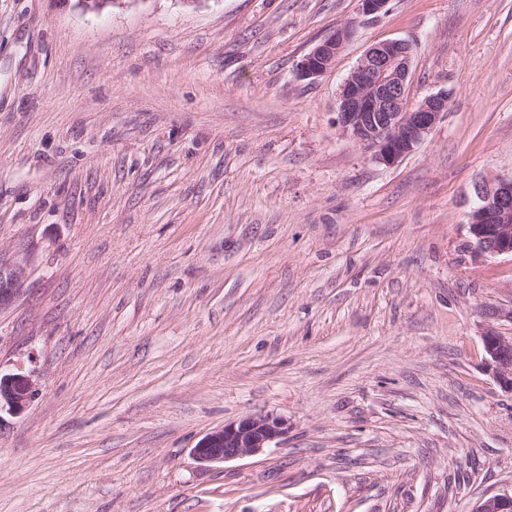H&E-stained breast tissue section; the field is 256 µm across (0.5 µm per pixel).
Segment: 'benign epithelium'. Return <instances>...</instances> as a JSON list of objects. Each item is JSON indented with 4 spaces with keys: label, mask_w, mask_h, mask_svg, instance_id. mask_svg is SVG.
<instances>
[{
    "label": "benign epithelium",
    "mask_w": 512,
    "mask_h": 512,
    "mask_svg": "<svg viewBox=\"0 0 512 512\" xmlns=\"http://www.w3.org/2000/svg\"><path fill=\"white\" fill-rule=\"evenodd\" d=\"M363 16L377 17L389 0H360ZM353 35L346 23L316 44L298 64L303 79L315 80L328 72ZM411 46L403 40L372 45L358 60L340 87L336 124L342 134L373 151V158L392 165L411 154L430 135L448 111L449 96L437 92L411 103ZM476 202L469 213L467 244L474 263L487 257H512V174H493L475 187ZM26 278L20 262L0 263V308L19 294ZM488 366L499 384L512 391V335L489 328L483 336ZM37 392L31 374H0V413H21ZM288 429L287 420L257 414L207 433L191 449L201 463H224L261 454ZM476 512H512V493L485 499Z\"/></svg>",
    "instance_id": "1"
}]
</instances>
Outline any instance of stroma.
Here are the masks:
<instances>
[{"label": "stroma", "instance_id": "1", "mask_svg": "<svg viewBox=\"0 0 512 512\" xmlns=\"http://www.w3.org/2000/svg\"><path fill=\"white\" fill-rule=\"evenodd\" d=\"M357 28L333 67L303 55ZM447 92L393 165L336 126L373 44ZM512 174V0H0V371L38 393L0 424V512H475L512 491V393L473 263L475 186ZM288 431L203 464L210 431ZM353 35V26L345 23L327 38L316 44L298 64V74L303 79L315 80L328 72L336 56L344 49ZM26 278V267L20 262L0 263V309L9 305L19 294ZM483 347L495 378L502 387L512 391V335L491 327L483 336ZM288 429L287 420L274 414L243 417L207 433L191 450L201 463H224L261 454Z\"/></svg>", "mask_w": 512, "mask_h": 512}]
</instances>
